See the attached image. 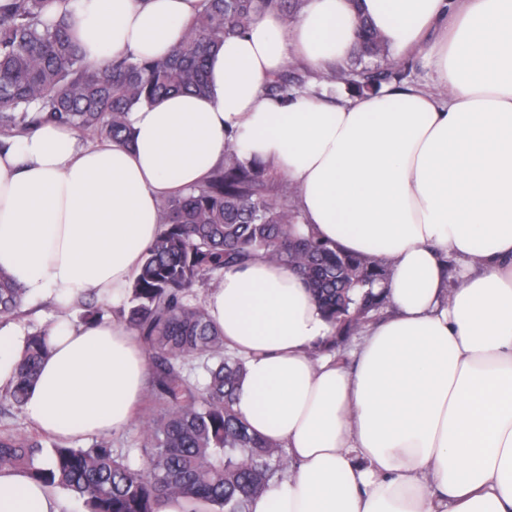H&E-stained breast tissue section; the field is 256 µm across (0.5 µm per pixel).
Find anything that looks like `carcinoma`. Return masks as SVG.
I'll use <instances>...</instances> for the list:
<instances>
[{"instance_id": "carcinoma-1", "label": "carcinoma", "mask_w": 512, "mask_h": 512, "mask_svg": "<svg viewBox=\"0 0 512 512\" xmlns=\"http://www.w3.org/2000/svg\"><path fill=\"white\" fill-rule=\"evenodd\" d=\"M306 0H203L184 41L159 57H118L100 68L85 62L65 19L48 0L0 7V137L15 138L43 121L131 141V109L178 92L204 95L208 63L230 37L268 11L296 16ZM398 61L371 23L359 18L349 57L331 72L356 94L401 80ZM270 96L286 99L302 80L276 73ZM163 232L142 252L120 318L148 348L152 389L143 465L104 438L87 448L39 434L0 429V469H22L83 503L86 512H164L181 498L186 512H250L251 499L288 466L282 445L254 433L235 409L244 363L193 297L198 283L226 269L272 260L298 274L324 316L346 337L381 317L388 265L319 238L289 203V184L272 165L228 143L224 163L206 180L165 200ZM82 322L99 323L96 296L76 300ZM22 290L0 268V324L24 313ZM48 352L45 330L27 334L5 397L21 409Z\"/></svg>"}]
</instances>
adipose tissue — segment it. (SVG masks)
Segmentation results:
<instances>
[{
	"label": "adipose tissue",
	"mask_w": 512,
	"mask_h": 512,
	"mask_svg": "<svg viewBox=\"0 0 512 512\" xmlns=\"http://www.w3.org/2000/svg\"><path fill=\"white\" fill-rule=\"evenodd\" d=\"M201 0H51L88 63L169 54ZM369 19L395 57L422 55L427 88L331 106L264 95L292 59L325 70ZM209 92L133 108L132 146L44 123L0 152V268L26 299L113 305L162 232L160 204L202 182L228 142L273 162L323 240L391 266L393 314L345 368L313 350L335 329L302 279L260 259L205 296L246 361L236 410L283 445L285 480L251 512H512V0H306L271 11L211 58ZM49 353L22 410L56 437L122 430L148 366L116 317L46 326ZM0 512H60L0 469Z\"/></svg>",
	"instance_id": "ef3b65f1"
}]
</instances>
